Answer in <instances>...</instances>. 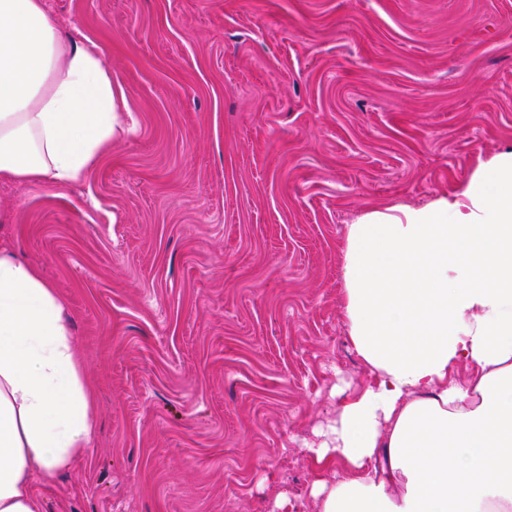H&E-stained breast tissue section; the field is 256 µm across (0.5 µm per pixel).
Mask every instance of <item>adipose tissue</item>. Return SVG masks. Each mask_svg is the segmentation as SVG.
Returning a JSON list of instances; mask_svg holds the SVG:
<instances>
[{"mask_svg":"<svg viewBox=\"0 0 512 512\" xmlns=\"http://www.w3.org/2000/svg\"><path fill=\"white\" fill-rule=\"evenodd\" d=\"M123 102L99 45L64 35L46 0H0V181L84 180ZM342 277L369 381L310 451L319 512H512V147L424 205L358 216ZM81 370L64 298L0 246V512H42L35 479L87 453Z\"/></svg>","mask_w":512,"mask_h":512,"instance_id":"obj_1","label":"adipose tissue"}]
</instances>
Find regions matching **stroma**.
<instances>
[{"label": "stroma", "mask_w": 512, "mask_h": 512, "mask_svg": "<svg viewBox=\"0 0 512 512\" xmlns=\"http://www.w3.org/2000/svg\"><path fill=\"white\" fill-rule=\"evenodd\" d=\"M46 3L134 129L77 185L0 182V244L62 294L96 395L44 512H318L308 449L369 380L346 226L512 146V0Z\"/></svg>", "instance_id": "35a3bbf8"}]
</instances>
